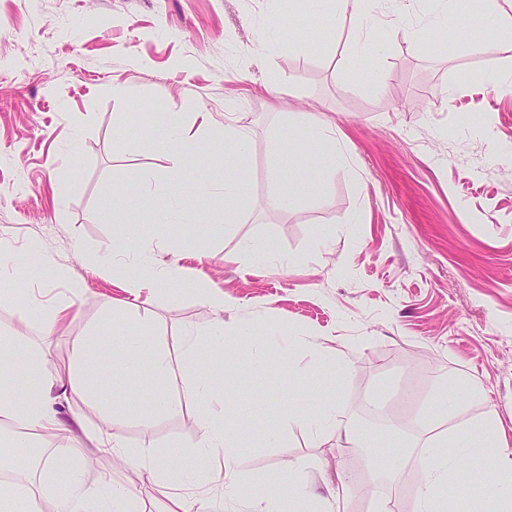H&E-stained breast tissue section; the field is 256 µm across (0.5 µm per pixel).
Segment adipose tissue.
<instances>
[{
	"label": "adipose tissue",
	"instance_id": "adipose-tissue-1",
	"mask_svg": "<svg viewBox=\"0 0 512 512\" xmlns=\"http://www.w3.org/2000/svg\"><path fill=\"white\" fill-rule=\"evenodd\" d=\"M288 126L295 131L299 145L314 148L316 160L310 172L295 170L287 162H280L276 189L267 200L268 208L276 211L287 210L294 200L320 192L328 177L343 164V153L332 128L312 123L306 114L299 112L289 114ZM145 140L160 145L179 163L199 146L197 138L184 132L180 123L165 119L146 131ZM200 295L216 315L213 324L206 333L185 334L180 340L178 359H171L165 350H156L149 396L154 412H166L172 407L169 396L172 375L177 373L189 378L190 395L200 405L202 430L194 450L176 458L169 454L145 458L112 442L104 434H97L99 454L122 460L134 473L150 475L140 492L116 486L107 495L99 485H89L84 480L89 458L79 449L57 442L55 452L44 457L38 467L25 476L31 486L42 484L45 476H54L59 488L55 512H141L144 498L157 496L169 500L164 512H181V500L170 496L169 491L187 478L223 488L238 497L245 494V485L231 477L239 423L224 411V370L237 361L236 355L224 352L223 314L227 302L222 292L210 288L201 289ZM150 333L146 326L136 330L123 328L114 337L109 332L89 327L72 336L77 375L66 381L47 378L45 352L30 343L23 333L9 336L6 352L0 356V373L20 374L27 380L21 392L0 395V418L9 420L19 429L15 446H27L26 435L31 431L47 434L61 431L58 405L72 392L80 394L95 409L109 413L111 422H119L129 398L138 389L141 339ZM204 345L214 354L212 367L205 370L200 369L198 361V352ZM314 400V410L288 413L289 427L317 437L331 431L344 436L349 445H358V433L337 414L334 390H324L315 395ZM502 445L499 423L491 416L478 425L460 426L420 443L427 481L415 494L416 512H448L450 477L458 460L468 456L471 449H486V466L498 476H512V455L502 452ZM255 505L256 512H333L328 500L297 482L284 495L276 492L257 495Z\"/></svg>",
	"mask_w": 512,
	"mask_h": 512
}]
</instances>
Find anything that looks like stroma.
Returning a JSON list of instances; mask_svg holds the SVG:
<instances>
[{
    "label": "stroma",
    "mask_w": 512,
    "mask_h": 512,
    "mask_svg": "<svg viewBox=\"0 0 512 512\" xmlns=\"http://www.w3.org/2000/svg\"><path fill=\"white\" fill-rule=\"evenodd\" d=\"M434 10L432 0H418L402 21L367 32L370 54L356 58L357 31L319 16L315 0L297 14L289 0H0V240L19 256L38 241L62 269L50 275L20 263L30 292L0 295V339L26 304V334L45 350L48 376H74L70 336L124 297L96 257L123 250L128 276L141 279L151 273L139 260L147 247L187 275L141 291L125 309L128 326L153 327L143 361L160 345L178 357L187 330L208 329L215 315L198 297L203 283L234 299L228 331L244 326L275 346L263 377L245 365L224 375L226 414H247L260 392L268 409L261 424L277 427L271 445L256 425L241 433L236 465L247 479L284 490L295 468L327 498L347 482L341 512H362L375 486L398 496L399 512H412L425 479L414 451L391 480L382 474L387 449L362 453L282 423L285 408L328 377L345 421L365 412L371 394L394 411L386 427L401 423L411 437L492 414L512 447V95L493 96L484 82L512 76V41L489 35L463 49L475 16L455 13L439 31ZM143 109L178 115L204 139L223 129L228 112L250 131L238 222L210 238L204 254L180 247L224 212L214 189L224 158L204 146L188 160L193 176L177 185L188 208L179 233L117 228L125 201L114 187L134 193L125 176L138 170L168 183L174 166L140 140ZM199 111L210 130H200ZM291 112L334 121L347 166L319 195L276 212L267 207L275 162L286 155L298 167L314 164L311 149L292 144ZM107 196L114 206L106 211ZM266 240L276 248L267 264L252 253ZM71 277L83 284L78 312L47 333V308L69 300ZM296 334L324 339L342 372L331 374L315 354L281 355L277 344ZM443 377L477 380L485 399L424 424L421 407ZM188 386L173 378L175 408L163 415L140 399L111 426L75 395L60 419L69 442L88 450L84 424L130 450L187 452L200 438Z\"/></svg>",
    "instance_id": "1"
}]
</instances>
